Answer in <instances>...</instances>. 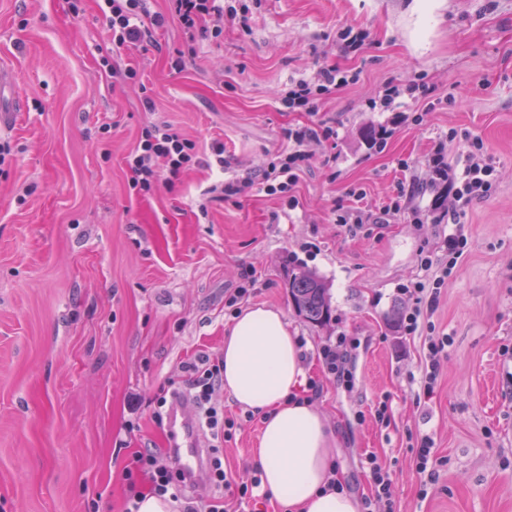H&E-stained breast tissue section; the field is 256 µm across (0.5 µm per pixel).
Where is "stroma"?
<instances>
[{"mask_svg": "<svg viewBox=\"0 0 512 512\" xmlns=\"http://www.w3.org/2000/svg\"><path fill=\"white\" fill-rule=\"evenodd\" d=\"M248 28L212 20L194 36L178 23L114 60L97 0H0V65L18 112H0L15 159L0 174V512H121L122 471L138 448L168 445L154 414L184 391L181 366L221 354L233 317L224 296L254 274L249 305L282 310L301 340L313 404L337 440L350 494L370 496L365 458L394 471L406 512H512V0H250ZM367 32L344 53L338 32ZM194 45L183 70L173 49ZM334 65L355 81L318 112H282L289 79ZM137 71L125 76L126 67ZM419 77L442 102L377 107L386 82ZM154 111H145L144 96ZM327 121L339 136L314 147L293 191L259 187L221 199L210 187L266 166L287 130ZM171 124L199 145L200 163L163 174L150 198L129 187L125 158L147 123ZM385 129L382 143L366 137ZM457 138H450V131ZM495 162V191L468 206V244L430 321L448 336L432 399L416 401L423 340L397 319L424 279L421 250L439 252L448 185L432 156L463 168L466 136ZM224 145L212 169V143ZM399 211L384 213L391 200ZM379 214L349 234L334 207ZM329 288L331 319L306 322L288 294L289 262ZM352 343V387L324 373L321 347ZM223 447L236 482L256 474L260 418ZM388 402L390 419L373 417ZM430 437L446 463L427 496L413 438Z\"/></svg>", "mask_w": 512, "mask_h": 512, "instance_id": "1", "label": "stroma"}]
</instances>
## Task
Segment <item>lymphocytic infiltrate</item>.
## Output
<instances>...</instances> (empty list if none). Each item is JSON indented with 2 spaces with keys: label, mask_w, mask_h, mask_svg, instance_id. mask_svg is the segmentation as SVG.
I'll return each mask as SVG.
<instances>
[{
  "label": "lymphocytic infiltrate",
  "mask_w": 512,
  "mask_h": 512,
  "mask_svg": "<svg viewBox=\"0 0 512 512\" xmlns=\"http://www.w3.org/2000/svg\"><path fill=\"white\" fill-rule=\"evenodd\" d=\"M170 14L151 8V0H102L100 10L111 33L106 57H118L138 47L150 36L152 29L165 26L168 18H175L186 34H194L203 18L230 19L247 24L249 7L241 0L237 5H223L222 0H170ZM349 78L338 67L322 65L311 75L291 80L287 90L280 92L277 101L284 112H318L325 96L347 86ZM336 128L320 123L288 131V145L266 167L257 173L224 181L221 191L225 198L240 196L245 188L256 185L267 195L286 197L293 191L300 172L312 156L314 145L334 139ZM468 163L462 172L436 166L438 179L447 181L452 194L444 212L452 229L445 244L444 255L431 252L421 258V268L432 275L431 283L416 282L409 293L415 302L414 310L405 317L403 329L415 334L426 311L432 310L440 290L448 278L449 256L462 255L467 243L464 226L460 222L465 208L473 201L485 199L493 192V160L487 156L484 143L476 137L467 140ZM198 155L196 143L185 138L171 125L148 124L140 134L135 149L125 162L132 174L130 187L141 196L151 195L157 188L161 169L176 174L194 166ZM185 383L193 402L200 411L203 427L209 432L217 447L209 460L210 480L225 490L224 495H213L196 500L184 512H239L244 503L253 498L252 486L230 480L219 453L220 446L230 441L238 427L234 418L225 414L223 406L215 402L217 391L224 387V360L208 354L198 355L184 363ZM371 478L372 494L362 503V512H401L391 493L389 466L380 462L377 455L366 458ZM150 479V494L162 497L174 494L185 484L186 477L172 464L170 456L147 448L135 452L123 469L126 486L124 512H138L142 500L138 484L142 477Z\"/></svg>",
  "instance_id": "lymphocytic-infiltrate-1"
}]
</instances>
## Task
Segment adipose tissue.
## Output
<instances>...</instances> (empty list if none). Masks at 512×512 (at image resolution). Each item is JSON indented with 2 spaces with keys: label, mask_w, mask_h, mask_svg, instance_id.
Wrapping results in <instances>:
<instances>
[{
  "label": "adipose tissue",
  "mask_w": 512,
  "mask_h": 512,
  "mask_svg": "<svg viewBox=\"0 0 512 512\" xmlns=\"http://www.w3.org/2000/svg\"><path fill=\"white\" fill-rule=\"evenodd\" d=\"M223 357L225 392L241 408L262 414L252 456L263 487L288 512H359L351 494L328 487L336 438L302 393L303 360L284 313L244 309L224 338Z\"/></svg>",
  "instance_id": "ef3b65f1"
}]
</instances>
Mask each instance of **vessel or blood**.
Returning a JSON list of instances; mask_svg holds the SVG:
<instances>
[{
  "label": "vessel or blood",
  "instance_id": "b4317fda",
  "mask_svg": "<svg viewBox=\"0 0 512 512\" xmlns=\"http://www.w3.org/2000/svg\"><path fill=\"white\" fill-rule=\"evenodd\" d=\"M171 436L170 456L183 474L200 476L204 471L207 450L201 442L199 422L185 399H175L168 421Z\"/></svg>",
  "mask_w": 512,
  "mask_h": 512
}]
</instances>
